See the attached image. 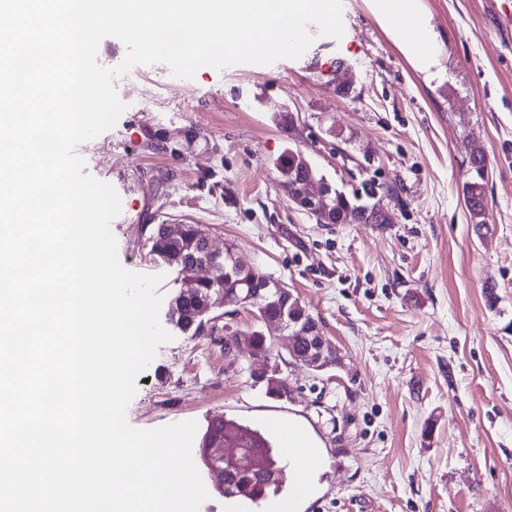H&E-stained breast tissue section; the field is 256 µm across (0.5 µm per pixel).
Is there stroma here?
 Listing matches in <instances>:
<instances>
[{"label":"stroma","instance_id":"obj_1","mask_svg":"<svg viewBox=\"0 0 512 512\" xmlns=\"http://www.w3.org/2000/svg\"><path fill=\"white\" fill-rule=\"evenodd\" d=\"M413 3L430 57L403 50L375 0H343V36L315 35L299 59L191 80L146 66L119 87L114 127L77 148L121 199V264L163 277L164 328L181 278L150 253L160 224L233 247L318 321L338 361L280 363L287 398L251 379L263 356L178 332L127 409L142 429L300 424L323 470L297 512H512V40L487 0ZM472 143L488 158L479 230L463 192ZM289 149L346 193L374 183L394 222L316 223L279 185Z\"/></svg>","mask_w":512,"mask_h":512}]
</instances>
